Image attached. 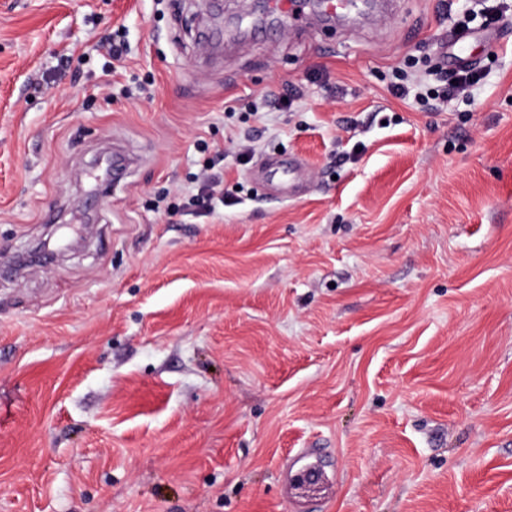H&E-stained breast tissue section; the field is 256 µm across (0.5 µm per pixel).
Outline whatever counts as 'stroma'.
<instances>
[{
    "instance_id": "obj_1",
    "label": "stroma",
    "mask_w": 512,
    "mask_h": 512,
    "mask_svg": "<svg viewBox=\"0 0 512 512\" xmlns=\"http://www.w3.org/2000/svg\"><path fill=\"white\" fill-rule=\"evenodd\" d=\"M253 10L211 59L194 0H0V257L83 235L0 275V512H512V0ZM461 49L469 93L391 94ZM209 159L223 207L165 214Z\"/></svg>"
}]
</instances>
